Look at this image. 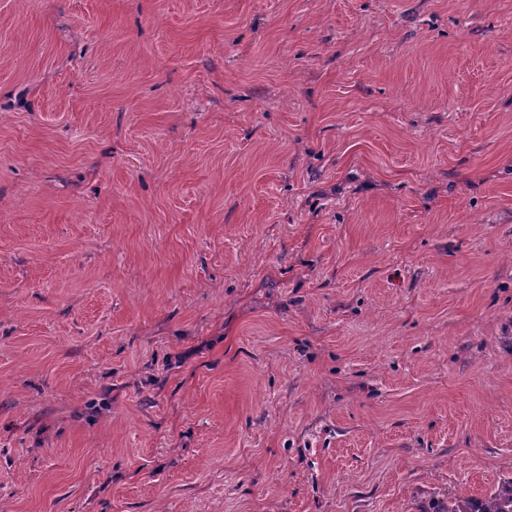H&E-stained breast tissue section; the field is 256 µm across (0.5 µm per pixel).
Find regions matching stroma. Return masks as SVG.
Listing matches in <instances>:
<instances>
[{"mask_svg":"<svg viewBox=\"0 0 512 512\" xmlns=\"http://www.w3.org/2000/svg\"><path fill=\"white\" fill-rule=\"evenodd\" d=\"M511 476L512 0H0V512Z\"/></svg>","mask_w":512,"mask_h":512,"instance_id":"stroma-1","label":"stroma"}]
</instances>
